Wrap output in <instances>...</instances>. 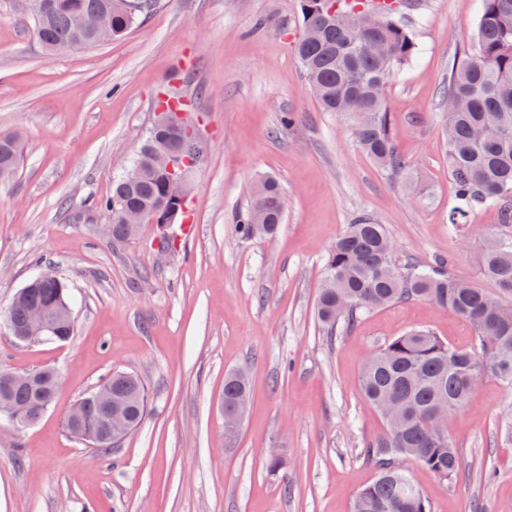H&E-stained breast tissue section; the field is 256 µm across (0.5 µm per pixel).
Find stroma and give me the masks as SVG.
I'll return each instance as SVG.
<instances>
[{"instance_id": "1", "label": "stroma", "mask_w": 512, "mask_h": 512, "mask_svg": "<svg viewBox=\"0 0 512 512\" xmlns=\"http://www.w3.org/2000/svg\"><path fill=\"white\" fill-rule=\"evenodd\" d=\"M480 0H407L422 52L386 90L406 176L380 169L345 123L311 95L293 44L301 0H153L123 38L50 56L32 31V0H0V132L26 139L0 183V370L54 368L60 385L34 424L0 418V512H351L376 469L360 453L382 429L359 372L388 339L426 328L472 342L469 323L425 300L397 303L329 336L315 315L327 253L360 214L384 224L396 261L453 254L480 282L494 208L448 232L442 95L473 46ZM177 85L202 120L205 158L190 173L189 220L143 225L122 245L104 232L112 192ZM291 125H283L285 114ZM274 175L285 220L268 239L235 232L254 180ZM68 285L75 331L64 343L16 340L4 318L33 276ZM247 369L248 413L224 436L225 373ZM143 381L141 427L99 454L66 433L73 403L112 372ZM512 389L485 374L448 425L465 474L408 470L434 512H512ZM277 449L278 474L265 453Z\"/></svg>"}]
</instances>
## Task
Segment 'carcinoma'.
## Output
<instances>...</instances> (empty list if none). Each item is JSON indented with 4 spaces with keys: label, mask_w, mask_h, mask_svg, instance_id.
<instances>
[{
    "label": "carcinoma",
    "mask_w": 512,
    "mask_h": 512,
    "mask_svg": "<svg viewBox=\"0 0 512 512\" xmlns=\"http://www.w3.org/2000/svg\"><path fill=\"white\" fill-rule=\"evenodd\" d=\"M33 0V30L44 51H67L77 40H93L98 16L112 19V38L129 33L148 7L146 0ZM302 35L295 53L321 108L347 121L357 146L381 167L400 174L388 111L386 88L396 72L411 65L419 48L402 20V0H302ZM443 100L448 103V172L455 205L448 224L460 232L479 208L493 207L499 233L485 246L481 275L492 292L454 278L451 259L436 256L425 265L396 263L395 248L383 225L361 215L336 239L325 259V275L316 297L317 319L328 334L353 328L370 311L403 301L424 299L468 322L474 341L450 344L425 329H414L385 342L363 362V394L382 417L385 429L366 441L362 454L378 468L376 479L360 489L353 512H433L428 495L404 467L380 469L386 460H412L448 481L458 479L462 462L456 445L432 418L434 409L452 403L463 410L473 397L469 382L490 371L512 388V0H481L477 41L453 68ZM134 161L142 177L112 184V194L97 208L108 218L124 208L147 210L168 200L175 175L153 167L145 153ZM22 137L0 133V167L18 168ZM284 218L279 181L260 177L238 215L243 238L268 237ZM59 314L56 342L74 333V317L65 282L52 272L31 280L13 297L8 313L22 327L35 309ZM112 386L131 429L140 427L148 409L141 379L116 371L103 380ZM54 398L47 383L14 385L9 397L22 413L33 411L41 395ZM249 383L242 371L224 375V409L246 413ZM102 420L89 405L75 437L97 452Z\"/></svg>",
    "instance_id": "1"
}]
</instances>
